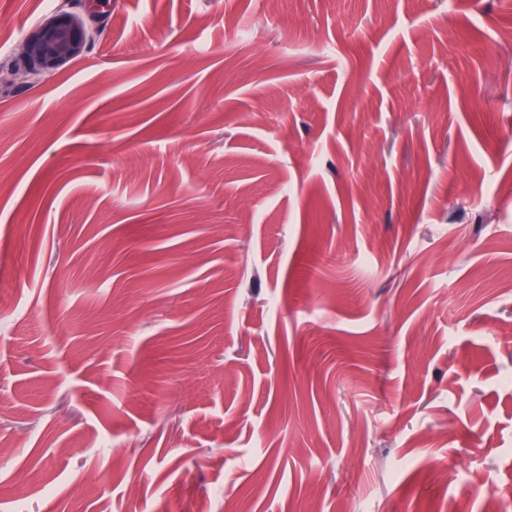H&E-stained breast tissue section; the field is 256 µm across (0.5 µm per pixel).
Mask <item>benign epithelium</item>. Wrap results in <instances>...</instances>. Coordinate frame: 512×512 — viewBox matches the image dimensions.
Instances as JSON below:
<instances>
[{"label":"benign epithelium","instance_id":"1","mask_svg":"<svg viewBox=\"0 0 512 512\" xmlns=\"http://www.w3.org/2000/svg\"><path fill=\"white\" fill-rule=\"evenodd\" d=\"M89 39L90 32L83 20L61 8L28 35L21 52L23 66L15 68L14 74L30 79L56 70L80 57Z\"/></svg>","mask_w":512,"mask_h":512}]
</instances>
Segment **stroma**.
<instances>
[{
    "instance_id": "35a3bbf8",
    "label": "stroma",
    "mask_w": 512,
    "mask_h": 512,
    "mask_svg": "<svg viewBox=\"0 0 512 512\" xmlns=\"http://www.w3.org/2000/svg\"><path fill=\"white\" fill-rule=\"evenodd\" d=\"M0 0V512H512V0ZM89 39L90 32L83 20L61 8L28 35L21 52L23 66L13 70L14 76L30 79L56 70L80 57Z\"/></svg>"
}]
</instances>
